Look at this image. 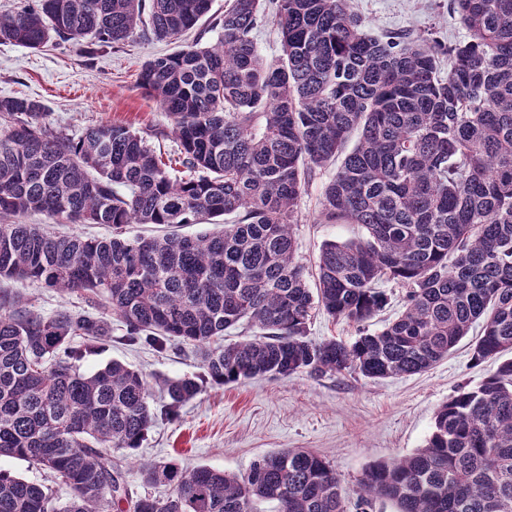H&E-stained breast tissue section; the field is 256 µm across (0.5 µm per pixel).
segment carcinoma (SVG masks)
<instances>
[{
    "label": "carcinoma",
    "mask_w": 512,
    "mask_h": 512,
    "mask_svg": "<svg viewBox=\"0 0 512 512\" xmlns=\"http://www.w3.org/2000/svg\"><path fill=\"white\" fill-rule=\"evenodd\" d=\"M466 40L446 46L376 37L351 0H25L0 14V43L51 40L101 48L149 33L194 43L146 59L138 84L167 114L169 161L121 123L74 137L45 120L42 102L0 97V217L31 213L108 224L112 238L45 234L0 224V281L28 279L80 292L88 310L46 316L0 300V456L51 472L70 490L0 471V512H512V0H452ZM282 54L267 59L254 32L266 17ZM214 43L200 45L208 32ZM448 74L439 76L440 55ZM355 130L358 143L345 151ZM320 202L324 224L365 236L322 245L316 289L296 261L293 234L310 174L334 161ZM129 224L158 233L123 235ZM187 224L218 230L186 236ZM406 289L404 311L354 341L314 342L313 312L362 326ZM125 340L160 353L192 345L217 385L358 372L385 379L425 372L481 323L472 359L499 361L478 386L436 411L424 445L369 465L353 489L304 448L254 461L243 475L175 459L140 468L165 498L129 495L122 467L153 427L143 375L113 360H82ZM246 321L260 337L216 344ZM200 379L167 380L175 417Z\"/></svg>",
    "instance_id": "obj_1"
}]
</instances>
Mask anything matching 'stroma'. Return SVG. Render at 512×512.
Returning a JSON list of instances; mask_svg holds the SVG:
<instances>
[{"instance_id": "obj_1", "label": "stroma", "mask_w": 512, "mask_h": 512, "mask_svg": "<svg viewBox=\"0 0 512 512\" xmlns=\"http://www.w3.org/2000/svg\"><path fill=\"white\" fill-rule=\"evenodd\" d=\"M354 8L378 37L410 31L447 45L466 37L449 0H354ZM173 50V45L151 39L105 50L94 46L81 50L63 42L39 50L0 44V96L42 101L49 121L76 135L99 122L125 124L169 155L175 147L164 135L170 121L139 87L138 73L147 57ZM335 172L330 165L312 176L294 226L297 259L310 273L323 243L361 233L354 224L318 221L324 187ZM6 287L46 315L85 306L78 292L62 294L21 280L8 281ZM111 327V344L89 355L85 369L122 361L143 374L156 396L162 390L161 380L185 375L203 379L200 392L181 408L177 419L158 418L141 447L122 458L128 487L136 496L168 493L163 485L143 486L139 469L148 463L174 458L186 467L207 465L243 474L258 457L283 448H305L322 455L344 486H354L369 464L421 447L438 407L460 388L478 385L496 367L491 360L474 363L473 339L467 336L447 358L414 375L373 380L352 373L315 380L300 374L220 386L204 380L193 346L161 355L145 345H127L119 322Z\"/></svg>"}]
</instances>
